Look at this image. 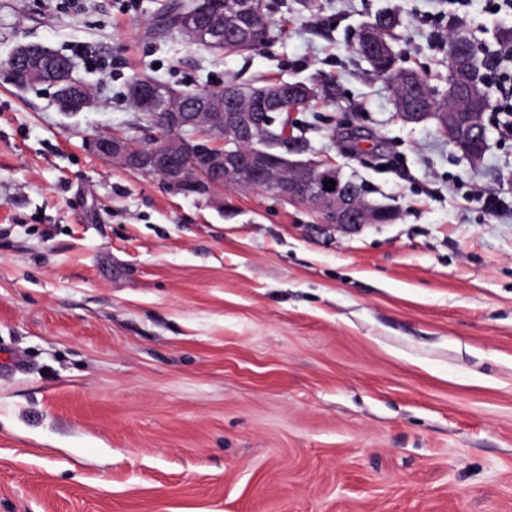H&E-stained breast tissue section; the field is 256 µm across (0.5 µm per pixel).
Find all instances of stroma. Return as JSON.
Masks as SVG:
<instances>
[{
	"label": "stroma",
	"instance_id": "1",
	"mask_svg": "<svg viewBox=\"0 0 512 512\" xmlns=\"http://www.w3.org/2000/svg\"><path fill=\"white\" fill-rule=\"evenodd\" d=\"M165 0H0V61H76L93 105L0 72V512H512V138L487 112L472 164L399 119L357 53L378 11L406 67L443 86L449 0H268L241 55L147 28ZM488 62L512 10L470 0ZM212 89L312 84L304 156L398 217L346 234L302 204L185 196L91 155L135 145L133 75ZM42 49L38 44L22 45L13 53L16 63L15 74L25 79H34L39 75V59Z\"/></svg>",
	"mask_w": 512,
	"mask_h": 512
}]
</instances>
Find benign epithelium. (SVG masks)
I'll use <instances>...</instances> for the list:
<instances>
[{"instance_id":"7a95c632","label":"benign epithelium","mask_w":512,"mask_h":512,"mask_svg":"<svg viewBox=\"0 0 512 512\" xmlns=\"http://www.w3.org/2000/svg\"><path fill=\"white\" fill-rule=\"evenodd\" d=\"M238 23L249 29L267 25L266 16L256 10L250 0L242 2ZM206 44L224 48V24L211 22ZM42 49L38 44L22 45L13 53L15 73L26 79L39 75ZM74 65L66 60L60 71L67 78L57 81L56 98L64 112H80L91 105L84 83L73 77ZM232 89L220 87L217 92L200 97L191 104L185 93L148 75L142 76L134 88L138 107L148 112L165 113L168 135L159 146L141 150L117 136L91 137L86 142L89 152L113 164L160 177L170 187L186 196L212 197L224 184L239 175H247L257 185L273 191L279 198L313 206L323 223L344 233H356L366 222L381 223L387 212L365 211L343 188L340 170L312 159H296L276 154L272 148L289 135L288 120L284 132L278 133L274 123L263 118L264 125L249 119L244 112L224 109V96ZM314 89L306 84L271 83L257 88L251 95L252 109L262 114L279 111L288 100L310 97ZM473 100L471 112H421L410 106L400 113L406 123L433 120L442 134L472 163L480 162L485 151L473 149L476 136L487 133L485 112L475 87L467 90ZM335 181V189H324V183Z\"/></svg>"}]
</instances>
